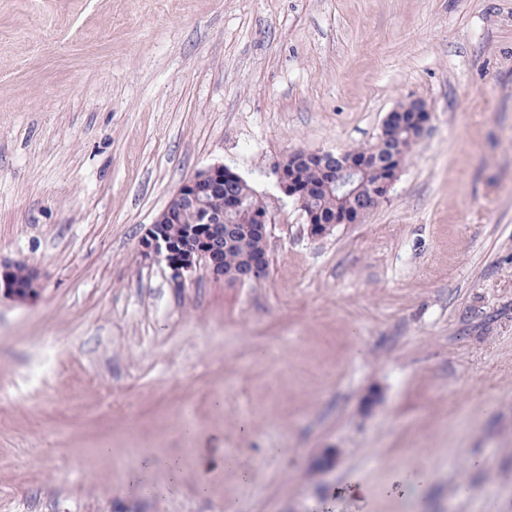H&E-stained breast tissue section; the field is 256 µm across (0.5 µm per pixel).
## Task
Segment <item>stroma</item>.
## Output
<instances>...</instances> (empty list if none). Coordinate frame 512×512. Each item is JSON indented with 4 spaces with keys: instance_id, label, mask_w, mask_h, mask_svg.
<instances>
[{
    "instance_id": "obj_1",
    "label": "stroma",
    "mask_w": 512,
    "mask_h": 512,
    "mask_svg": "<svg viewBox=\"0 0 512 512\" xmlns=\"http://www.w3.org/2000/svg\"><path fill=\"white\" fill-rule=\"evenodd\" d=\"M410 98L310 235L271 168ZM218 163L267 273L178 288L142 237ZM0 259V512H512V0H0ZM413 113L404 112L405 123L393 128L388 133L386 143L388 144L389 153H394L396 156V165L400 162L407 164L412 157L413 148L415 146L411 138L410 123L407 117H410L412 114L414 115L412 119V134L415 142L422 137L430 120L429 109L426 103L421 100L416 101ZM354 157L360 158L361 161L365 162L366 171L364 175L365 189L366 191L370 188L380 189L382 182L388 177V168L375 164L371 154L364 151V148H351L349 150ZM32 271V275H31ZM29 270L26 265H15L7 274L6 280L13 288H28L26 291L14 289L11 293L17 298H26L34 294L37 284V273L34 269ZM33 277V281H32ZM32 284V286H31ZM31 286V288H29Z\"/></svg>"
}]
</instances>
